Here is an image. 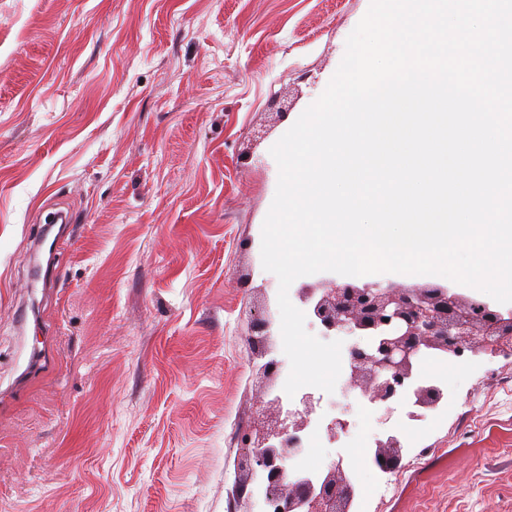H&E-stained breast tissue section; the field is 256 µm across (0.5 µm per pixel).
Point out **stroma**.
Here are the masks:
<instances>
[{
	"label": "stroma",
	"instance_id": "1",
	"mask_svg": "<svg viewBox=\"0 0 512 512\" xmlns=\"http://www.w3.org/2000/svg\"><path fill=\"white\" fill-rule=\"evenodd\" d=\"M369 4L0 0V512H246L270 149ZM485 363L451 373L388 495L358 468L359 512H512V354ZM383 414L351 400L319 468L369 455Z\"/></svg>",
	"mask_w": 512,
	"mask_h": 512
}]
</instances>
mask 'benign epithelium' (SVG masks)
I'll return each mask as SVG.
<instances>
[{
    "mask_svg": "<svg viewBox=\"0 0 512 512\" xmlns=\"http://www.w3.org/2000/svg\"><path fill=\"white\" fill-rule=\"evenodd\" d=\"M298 298L321 333L351 341L347 389L359 391L390 413V402L401 387L410 385L415 410L407 416L412 420L448 398V391L436 382L418 377L422 359L448 358L464 350L475 356L512 351L511 313L503 314L486 301L477 303L436 284L403 287L330 281L325 287L303 286ZM272 328L273 319L265 312L251 322V332L259 334L257 343L266 354L272 350ZM258 370L270 382L264 392L262 416L240 439L242 464L258 478V512H266L268 503L276 504L281 512H352L356 490L341 456L322 471H302L285 480L286 449L320 414L321 398L305 392L290 402L273 389L279 363L264 361ZM347 428L344 417L323 421V433L332 442ZM405 443L402 434L386 432L375 441V465L383 471L396 470Z\"/></svg>",
    "mask_w": 512,
    "mask_h": 512,
    "instance_id": "1",
    "label": "benign epithelium"
}]
</instances>
